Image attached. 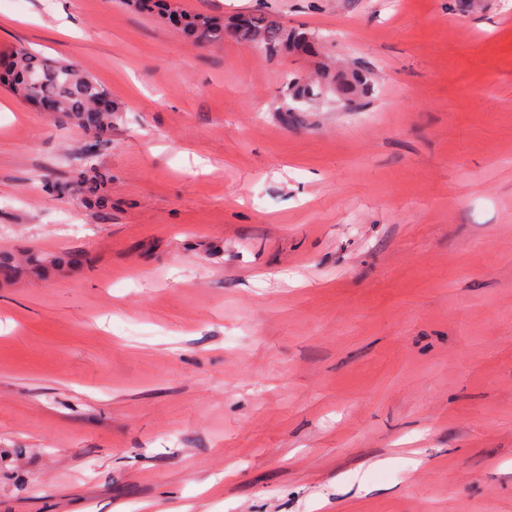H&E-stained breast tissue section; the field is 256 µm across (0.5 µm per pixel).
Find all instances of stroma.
<instances>
[{"label":"stroma","mask_w":512,"mask_h":512,"mask_svg":"<svg viewBox=\"0 0 512 512\" xmlns=\"http://www.w3.org/2000/svg\"><path fill=\"white\" fill-rule=\"evenodd\" d=\"M313 37L196 44L127 0L0 9L118 105L0 86V512H512V0H166ZM367 80L345 111L287 86ZM108 173L98 217L46 184ZM229 31L235 38L252 43L261 53L269 56L303 50L309 46L308 38L301 36L302 33L288 30L262 13L244 14Z\"/></svg>","instance_id":"stroma-1"}]
</instances>
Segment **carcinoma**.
<instances>
[{"label":"carcinoma","instance_id":"obj_1","mask_svg":"<svg viewBox=\"0 0 512 512\" xmlns=\"http://www.w3.org/2000/svg\"><path fill=\"white\" fill-rule=\"evenodd\" d=\"M166 19L198 43L224 41V22L210 15L173 11ZM237 39L252 43L269 56L284 51L303 50L308 38L283 27L262 13H247L230 28ZM0 84L17 93L23 101L44 112L60 113L72 120L96 142L106 143L112 134V113L117 111L112 98L93 78L74 65L52 60L26 47H18L10 54L7 64L0 67ZM362 84L356 73L340 83V92L350 105L356 104ZM77 186L85 195L88 206L100 211L108 206L103 194V176L87 172L77 177L76 183L54 182L46 189L62 197ZM22 272V264L6 253H0V278L9 280Z\"/></svg>","mask_w":512,"mask_h":512}]
</instances>
